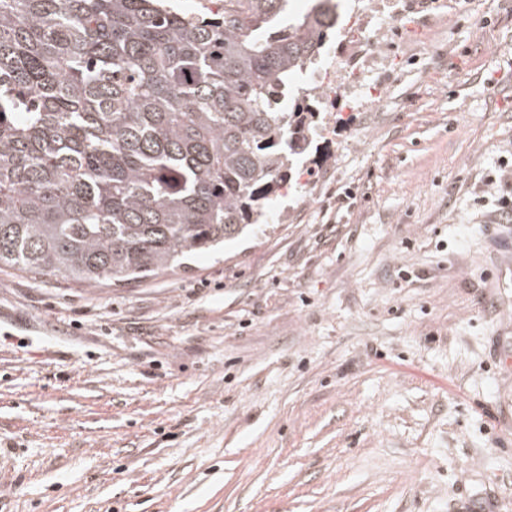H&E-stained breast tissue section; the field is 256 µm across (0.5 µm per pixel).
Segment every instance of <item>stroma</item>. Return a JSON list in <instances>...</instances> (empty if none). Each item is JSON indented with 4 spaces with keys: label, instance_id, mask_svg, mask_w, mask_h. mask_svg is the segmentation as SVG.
<instances>
[{
    "label": "stroma",
    "instance_id": "stroma-1",
    "mask_svg": "<svg viewBox=\"0 0 512 512\" xmlns=\"http://www.w3.org/2000/svg\"><path fill=\"white\" fill-rule=\"evenodd\" d=\"M267 224L0 269V512H512V0H336Z\"/></svg>",
    "mask_w": 512,
    "mask_h": 512
}]
</instances>
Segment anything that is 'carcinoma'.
<instances>
[{
  "instance_id": "cac0c4a2",
  "label": "carcinoma",
  "mask_w": 512,
  "mask_h": 512,
  "mask_svg": "<svg viewBox=\"0 0 512 512\" xmlns=\"http://www.w3.org/2000/svg\"><path fill=\"white\" fill-rule=\"evenodd\" d=\"M218 2L0 0V268L119 285L268 222L338 15Z\"/></svg>"
}]
</instances>
